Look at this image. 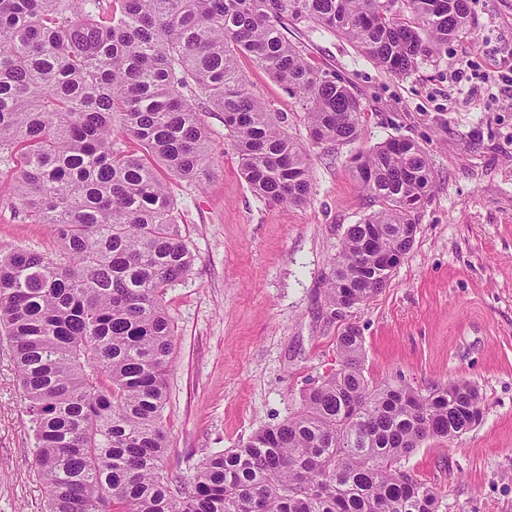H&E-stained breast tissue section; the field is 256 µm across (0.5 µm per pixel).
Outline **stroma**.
Wrapping results in <instances>:
<instances>
[{
  "instance_id": "obj_1",
  "label": "stroma",
  "mask_w": 512,
  "mask_h": 512,
  "mask_svg": "<svg viewBox=\"0 0 512 512\" xmlns=\"http://www.w3.org/2000/svg\"><path fill=\"white\" fill-rule=\"evenodd\" d=\"M471 35L390 76L336 34L302 27L312 64L350 86L369 147L410 139L427 153L435 188L416 216L414 245L388 285L338 312L324 286L348 225L369 213L347 166L357 146L311 149L305 205L269 207L242 179L224 115L201 110L212 174L172 182L177 221L196 255L169 289L177 346L164 412L170 474L190 477L215 450L297 411L306 389L336 369L348 324L364 339L372 381L425 393L459 379L478 386L482 420L452 441L430 440L405 467L433 486L439 512H512V105L498 97L512 55V0H469ZM252 91L308 143L296 100L246 58ZM15 161L0 153V253L55 255L50 225L15 200ZM32 424L0 343V512H45Z\"/></svg>"
}]
</instances>
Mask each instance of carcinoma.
<instances>
[{
    "mask_svg": "<svg viewBox=\"0 0 512 512\" xmlns=\"http://www.w3.org/2000/svg\"><path fill=\"white\" fill-rule=\"evenodd\" d=\"M303 22L403 77L468 34L470 10L468 0H0V153L15 159L16 200L58 241L54 257L0 255V337L46 512H438L436 490L404 461L470 431L481 393L466 381L426 395L372 383L354 324L337 336L339 367L294 414L212 452L188 479L166 470V295L195 263L167 179L200 185L212 171L195 102L224 113L242 178L275 206L308 201L310 153L251 91L240 58L297 99L311 146L332 153L362 135L349 86L288 39ZM349 169L378 209L348 226L333 258L326 297L337 310L388 284L386 262L410 251L434 188L426 152L406 139L355 152Z\"/></svg>",
    "mask_w": 512,
    "mask_h": 512,
    "instance_id": "obj_1",
    "label": "carcinoma"
}]
</instances>
